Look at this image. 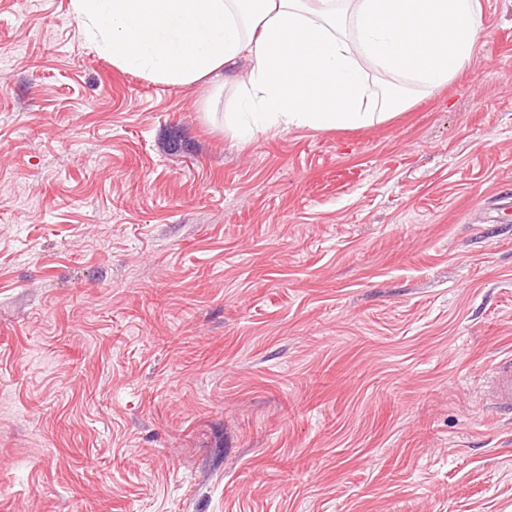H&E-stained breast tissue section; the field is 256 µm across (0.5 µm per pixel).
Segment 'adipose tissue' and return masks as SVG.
Listing matches in <instances>:
<instances>
[{
    "label": "adipose tissue",
    "mask_w": 512,
    "mask_h": 512,
    "mask_svg": "<svg viewBox=\"0 0 512 512\" xmlns=\"http://www.w3.org/2000/svg\"><path fill=\"white\" fill-rule=\"evenodd\" d=\"M83 40L151 81L243 93V141L292 128H357L404 109L396 82L433 88L470 61L480 0H70ZM249 64L238 74L240 61ZM377 73L393 94L376 98Z\"/></svg>",
    "instance_id": "obj_1"
}]
</instances>
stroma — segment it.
Instances as JSON below:
<instances>
[{
	"instance_id": "stroma-1",
	"label": "stroma",
	"mask_w": 512,
	"mask_h": 512,
	"mask_svg": "<svg viewBox=\"0 0 512 512\" xmlns=\"http://www.w3.org/2000/svg\"><path fill=\"white\" fill-rule=\"evenodd\" d=\"M355 129L0 0V512H512V0ZM484 391L485 405L497 413L512 412V355L498 357Z\"/></svg>"
}]
</instances>
